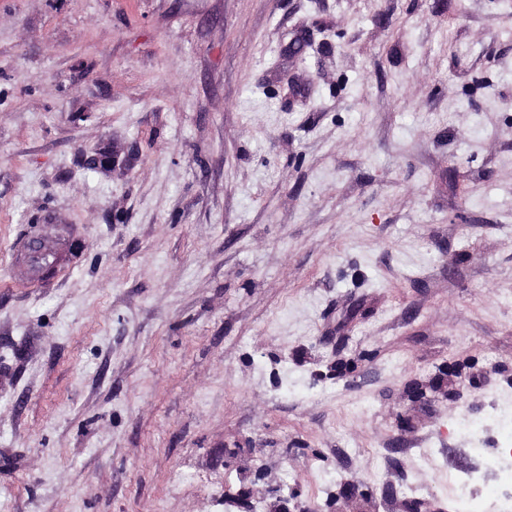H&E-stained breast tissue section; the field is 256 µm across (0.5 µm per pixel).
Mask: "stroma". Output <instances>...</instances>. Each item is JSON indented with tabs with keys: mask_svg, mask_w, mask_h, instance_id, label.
<instances>
[{
	"mask_svg": "<svg viewBox=\"0 0 512 512\" xmlns=\"http://www.w3.org/2000/svg\"><path fill=\"white\" fill-rule=\"evenodd\" d=\"M496 413L512 0H0V512H457Z\"/></svg>",
	"mask_w": 512,
	"mask_h": 512,
	"instance_id": "stroma-1",
	"label": "stroma"
}]
</instances>
